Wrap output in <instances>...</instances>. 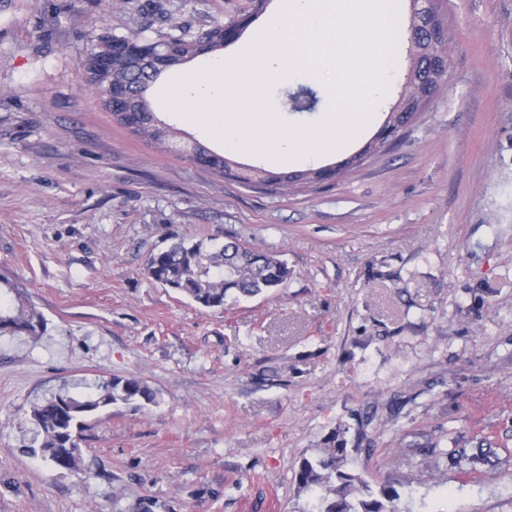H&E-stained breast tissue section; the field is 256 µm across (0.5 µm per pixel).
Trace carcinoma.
<instances>
[{
	"mask_svg": "<svg viewBox=\"0 0 512 512\" xmlns=\"http://www.w3.org/2000/svg\"><path fill=\"white\" fill-rule=\"evenodd\" d=\"M120 42L117 37L101 36L82 63L87 83L107 102L106 80L91 68L102 46ZM175 46L180 62L212 53L225 45L224 24L216 23L200 35L184 33L155 43V46ZM112 80L123 83L143 108L131 114L112 113L113 120L132 134L165 149L174 150L169 127L159 122L149 111L145 93L163 70L151 63L135 62L123 54L111 59ZM297 112L311 111L317 103L316 94L302 87L292 97ZM312 170L293 171L276 177L272 183L288 187L299 181H312ZM147 276L203 308H221L231 294L256 296L282 286L290 275L285 261L273 254L251 250L230 242L220 248L204 240H180L169 248L152 254L145 267ZM46 319L37 307L17 289L6 286L0 290V332L27 335L36 339L46 330ZM155 403L154 392L136 376L99 379L80 393L66 392L34 403L29 411L33 437L28 453L37 456L46 448H62L71 435L85 429L92 409L114 405L142 408ZM349 427L338 424L330 446L314 459L301 461L295 474L300 488L316 493L312 512H400L399 494L386 485L373 489L367 475L347 467L346 434Z\"/></svg>",
	"mask_w": 512,
	"mask_h": 512,
	"instance_id": "obj_1",
	"label": "carcinoma"
}]
</instances>
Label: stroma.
<instances>
[{"instance_id":"stroma-1","label":"stroma","mask_w":512,"mask_h":512,"mask_svg":"<svg viewBox=\"0 0 512 512\" xmlns=\"http://www.w3.org/2000/svg\"><path fill=\"white\" fill-rule=\"evenodd\" d=\"M448 75L399 139L336 181L256 189L116 124L82 62L252 0H0V282L44 314L0 335V512H307L295 472L349 426L354 470L402 512H512V0H433ZM403 54L361 150L413 65ZM176 139L224 145L149 95ZM237 240L290 270L201 307L149 279L172 238ZM137 376L143 410L88 423L78 470L23 453L31 404Z\"/></svg>"}]
</instances>
